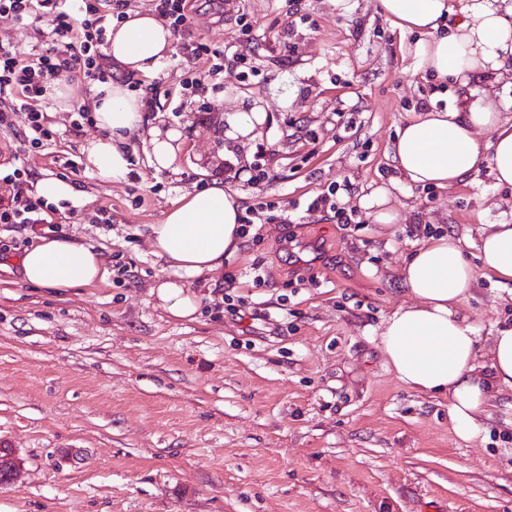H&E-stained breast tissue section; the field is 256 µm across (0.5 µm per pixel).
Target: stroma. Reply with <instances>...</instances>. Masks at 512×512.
I'll return each mask as SVG.
<instances>
[{
    "mask_svg": "<svg viewBox=\"0 0 512 512\" xmlns=\"http://www.w3.org/2000/svg\"><path fill=\"white\" fill-rule=\"evenodd\" d=\"M189 36L223 51V73L171 54L131 78L156 100L148 123L188 142L171 168L155 169L136 134L130 172L101 180L82 152L97 124L74 126L53 102L43 147L18 137L25 112L0 130V169L20 158L33 181L74 190L52 225L0 224V448L19 468L0 512H512V389L466 441L447 395L408 388L380 349L384 321L412 301L401 269L428 232L464 239L473 262L484 226L512 222V190L489 169L445 189L398 178L397 127L421 102L445 104L446 89L415 73L378 0L345 13L330 0H226L220 17L199 2ZM241 97L266 114L244 147L222 123ZM262 161L269 177L253 180ZM215 180L254 222L223 269L188 278L199 309L177 319L152 292L175 273L152 254L150 227ZM380 186L398 224L359 204ZM331 188L356 228L308 211ZM102 208L111 223H94ZM52 230L98 250L102 279L24 283L17 258ZM227 293L240 316L215 310ZM461 313L487 362L512 324V283L479 278Z\"/></svg>",
    "mask_w": 512,
    "mask_h": 512,
    "instance_id": "1",
    "label": "stroma"
}]
</instances>
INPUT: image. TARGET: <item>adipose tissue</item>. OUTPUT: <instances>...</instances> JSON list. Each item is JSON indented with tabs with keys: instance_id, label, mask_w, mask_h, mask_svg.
Segmentation results:
<instances>
[{
	"instance_id": "ef3b65f1",
	"label": "adipose tissue",
	"mask_w": 512,
	"mask_h": 512,
	"mask_svg": "<svg viewBox=\"0 0 512 512\" xmlns=\"http://www.w3.org/2000/svg\"><path fill=\"white\" fill-rule=\"evenodd\" d=\"M380 11L401 32L416 72L456 93L455 102L430 106L398 127L392 144L395 169L408 182L440 189L488 167L497 185L512 188V99L481 96L479 86L512 74V0H379ZM108 53L125 71L154 75L171 48L172 34L153 12L130 11L113 28ZM102 136L83 147L87 170L98 178L125 177V142L141 132V103L126 85L112 83L92 103ZM241 207L221 182L175 200L151 225L154 255L184 280H163L153 292L172 316L198 309L186 277L213 272L237 252ZM480 269L463 257L459 241L442 234L422 242L401 270L415 301L389 316L380 345L399 381L424 394H447L448 416L458 437L474 438L492 392L512 388V326L497 331L487 362H479L475 331L459 309L479 272L512 282V224L490 225L480 240ZM26 283L46 288L94 284L104 260L68 236H45L18 259Z\"/></svg>"
}]
</instances>
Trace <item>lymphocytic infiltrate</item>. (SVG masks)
Returning a JSON list of instances; mask_svg holds the SVG:
<instances>
[{"label":"lymphocytic infiltrate","instance_id":"obj_1","mask_svg":"<svg viewBox=\"0 0 512 512\" xmlns=\"http://www.w3.org/2000/svg\"><path fill=\"white\" fill-rule=\"evenodd\" d=\"M128 7L129 0H0V18L34 27L36 34L35 44L27 47L0 43V97H18L27 110L23 142L38 147L48 135L42 100L49 82L65 80L75 70L82 71L88 89L112 78L108 32L113 22L125 19ZM192 10L193 0L157 3L159 18L181 37L183 54L200 60L210 55L209 46L183 39ZM45 19L52 23L47 31L39 27ZM29 176L21 163L0 174V224L44 223L45 203L29 195Z\"/></svg>","mask_w":512,"mask_h":512}]
</instances>
